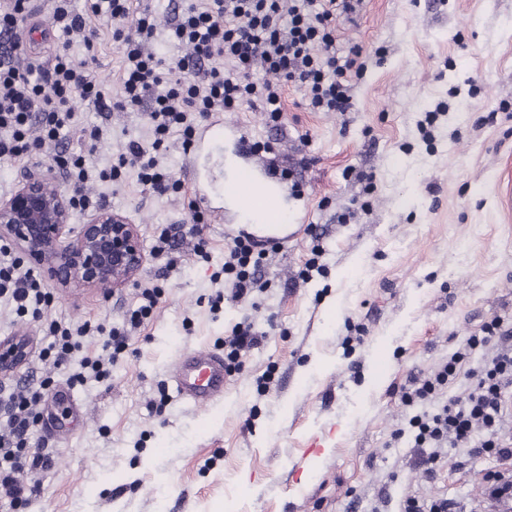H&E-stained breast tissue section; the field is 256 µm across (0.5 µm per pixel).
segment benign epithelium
Segmentation results:
<instances>
[{"mask_svg":"<svg viewBox=\"0 0 512 512\" xmlns=\"http://www.w3.org/2000/svg\"><path fill=\"white\" fill-rule=\"evenodd\" d=\"M72 211L71 195L52 169L31 171L0 198V238L13 242L60 288H122L132 282L145 262L136 225L103 206L74 232ZM31 348L25 335L0 341V380L25 365Z\"/></svg>","mask_w":512,"mask_h":512,"instance_id":"obj_1","label":"benign epithelium"}]
</instances>
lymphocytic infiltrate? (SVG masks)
<instances>
[{
	"instance_id": "f902f5d3",
	"label": "lymphocytic infiltrate",
	"mask_w": 512,
	"mask_h": 512,
	"mask_svg": "<svg viewBox=\"0 0 512 512\" xmlns=\"http://www.w3.org/2000/svg\"><path fill=\"white\" fill-rule=\"evenodd\" d=\"M361 0H192L182 7L169 28V43L187 47L184 55L159 56L152 44L157 26L149 10L133 12L131 0H85L75 11L70 0H55L53 19L64 41L52 62L36 78L24 76L12 55L0 56V160L27 163L56 148L76 209L88 211L105 203L104 195L86 192L89 181H112L123 172L160 196L183 191L159 160L172 136L191 145L196 128L215 112H233L243 104L263 102L271 119H279L285 85L304 89L315 112H346L352 103L348 72L357 61L337 55L336 16L355 14ZM114 22L112 38L122 56V95L115 109L146 113L149 142L129 141L115 165L90 166L83 155L63 149L62 133L74 128L75 99L99 105L107 100L93 75L98 30L93 19ZM81 44L86 54L75 59L70 48ZM265 245L236 237L223 266L212 275L234 297L244 299L267 286L261 270ZM10 300L19 317L44 323L48 345L41 355L55 366L70 364L84 337L98 326L46 321L50 296L37 276L25 269L9 245L0 246V298ZM495 345L480 370L470 372V384L445 402L437 397L459 375L472 351ZM126 348L125 332L104 339L101 352L83 357L72 381L107 379L109 367ZM403 406L415 408L408 429H396L393 439L411 434L417 465L428 477L441 469L445 449L466 448L493 457L498 468L487 479L489 499L512 495V436L504 431L512 416V331L501 318L484 322L446 363L428 374L411 377L398 391ZM41 399L38 388H14L5 405L6 424L0 429V499L17 508L36 493L39 473L52 458L26 449Z\"/></svg>"
}]
</instances>
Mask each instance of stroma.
<instances>
[{"label": "stroma", "mask_w": 512, "mask_h": 512, "mask_svg": "<svg viewBox=\"0 0 512 512\" xmlns=\"http://www.w3.org/2000/svg\"><path fill=\"white\" fill-rule=\"evenodd\" d=\"M336 50L360 49L349 112H314L287 85L279 121L262 103L225 113L219 147L200 170L224 220L190 235L182 197L159 196L135 175L91 181L112 210L136 224L146 254L137 278L104 299L102 289L51 288L49 318L104 330L122 327L142 288L159 301L132 332L107 381L73 385L66 366L44 373L47 341L37 323L0 304V340L24 334L33 354L16 379L46 380L29 445L52 469L23 512H398L404 497L478 501L494 460L449 449L437 479L415 464L410 438L392 443L411 412L394 390L447 360L492 317L512 321V0H365L336 22ZM95 76L119 99L120 53L100 25ZM73 107L106 134L90 145L65 133L69 150L105 167L131 140L149 137L142 112L102 115ZM442 109L432 140L418 123ZM267 141L272 154L246 149ZM266 174L291 169V238L276 241L251 300L220 294L240 211L224 201L226 157ZM168 231L174 248L153 247ZM324 274L306 276L311 233ZM207 259H199L196 249ZM265 340L241 359L223 399L197 410L176 399L174 363L190 350H224L242 320ZM269 375L266 391L256 381Z\"/></svg>", "instance_id": "1"}]
</instances>
